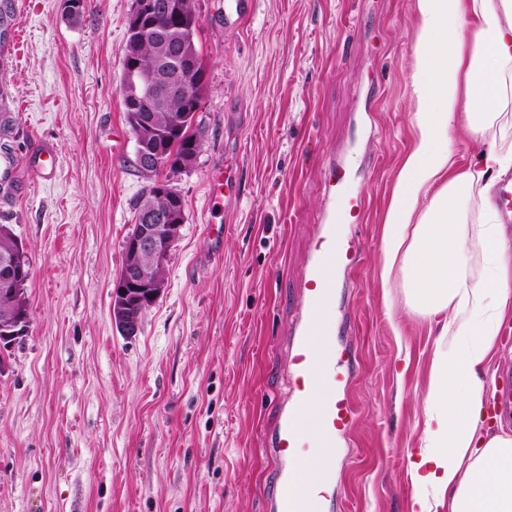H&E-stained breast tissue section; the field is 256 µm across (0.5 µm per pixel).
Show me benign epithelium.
I'll return each mask as SVG.
<instances>
[{
  "label": "benign epithelium",
  "instance_id": "obj_1",
  "mask_svg": "<svg viewBox=\"0 0 512 512\" xmlns=\"http://www.w3.org/2000/svg\"><path fill=\"white\" fill-rule=\"evenodd\" d=\"M183 12L180 0H136L129 18L137 41L155 42L158 52L150 66L140 68L136 63L124 70V79L133 85L136 100L132 110L139 104L163 91L166 106L182 105L178 112L169 114L166 128L178 131L187 112L185 103L192 99L189 74L182 69L190 68L184 50L174 34V29H163V40L156 36V24ZM134 139L137 163L143 170L161 169L173 163V159L163 154L150 140L154 131L150 114L141 113L134 120ZM181 224L175 213L169 209H159L149 203L142 205L138 212V222L124 244L123 272L116 279L112 292V323L123 335L135 336L139 333L147 311L162 295L165 277L158 269L169 256L176 243ZM0 351L22 338L28 329L29 303L22 288H5L0 291Z\"/></svg>",
  "mask_w": 512,
  "mask_h": 512
}]
</instances>
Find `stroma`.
I'll return each instance as SVG.
<instances>
[{
  "instance_id": "obj_1",
  "label": "stroma",
  "mask_w": 512,
  "mask_h": 512,
  "mask_svg": "<svg viewBox=\"0 0 512 512\" xmlns=\"http://www.w3.org/2000/svg\"><path fill=\"white\" fill-rule=\"evenodd\" d=\"M414 0H194L204 63L200 150L185 169L143 172L121 97L132 0H0L18 26L0 150L24 195L0 224L28 246L27 336L0 354V512H269L267 439L285 405V347L330 200L331 163L362 196L340 227L356 256L334 272L336 345L352 367L354 425L339 438L325 512H411L439 327L377 283L383 217L410 147ZM51 179H31L40 143ZM236 198L209 207L211 167ZM168 181L185 220L166 288L140 332L112 324V289L146 186ZM224 224L220 256L205 234Z\"/></svg>"
}]
</instances>
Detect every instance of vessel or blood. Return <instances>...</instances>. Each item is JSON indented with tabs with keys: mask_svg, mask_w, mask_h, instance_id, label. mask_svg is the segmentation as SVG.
Masks as SVG:
<instances>
[{
	"mask_svg": "<svg viewBox=\"0 0 512 512\" xmlns=\"http://www.w3.org/2000/svg\"><path fill=\"white\" fill-rule=\"evenodd\" d=\"M232 178L223 165H216L208 177V198L211 208L223 207L226 191ZM363 204L360 198L347 195L339 212H328L323 222L329 231L323 237L317 255L309 268L303 286V299L298 312L294 337L288 347V395L290 405L279 417L272 440L273 455L279 466L275 474V488L271 497V512H322L323 503L333 484L332 469H325L317 484L301 486L299 476L305 469L302 440L311 432L306 406L312 397V388L318 374L326 376L318 424L321 429L328 459H335L336 439L353 425V408L342 392L350 377L345 359L335 351L320 354L316 348L320 333L319 319L325 306L330 305L335 293L333 280L323 278V269L331 268L350 258L348 250L337 243L333 226L336 220L351 224L361 221Z\"/></svg>",
	"mask_w": 512,
	"mask_h": 512,
	"instance_id": "1",
	"label": "vessel or blood"
}]
</instances>
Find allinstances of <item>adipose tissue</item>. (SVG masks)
<instances>
[{
    "instance_id": "adipose-tissue-1",
    "label": "adipose tissue",
    "mask_w": 512,
    "mask_h": 512,
    "mask_svg": "<svg viewBox=\"0 0 512 512\" xmlns=\"http://www.w3.org/2000/svg\"><path fill=\"white\" fill-rule=\"evenodd\" d=\"M411 145L384 215L378 277L442 320L410 464L412 512H512V433L485 424L484 378L512 316V237L492 200L512 169V0H414ZM491 138L476 169L458 140Z\"/></svg>"
}]
</instances>
